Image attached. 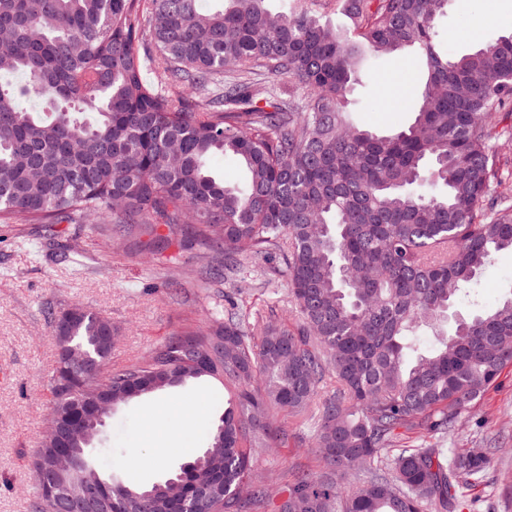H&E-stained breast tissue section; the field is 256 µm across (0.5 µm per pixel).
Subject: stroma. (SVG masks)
<instances>
[{"instance_id":"1","label":"stroma","mask_w":512,"mask_h":512,"mask_svg":"<svg viewBox=\"0 0 512 512\" xmlns=\"http://www.w3.org/2000/svg\"><path fill=\"white\" fill-rule=\"evenodd\" d=\"M443 48L455 57L512 33V0H448L438 21ZM421 91L417 59L386 55L366 61L350 95L359 126L387 133L408 125ZM207 251L199 244L176 262L149 255L134 234L101 224L0 223V512H32L37 492L31 462L47 428L56 349L47 311L82 305L112 323V366L141 361L168 337L207 330L215 305L232 308L259 332L266 317L295 327L300 315L288 299L277 263H249L235 280L204 282ZM512 296V251L495 253L473 285L469 300L489 307ZM233 398L224 383L203 378L118 407L106 419L91 458L104 476L149 486L165 480L206 446V436ZM285 444L255 457V472L271 494L295 472L321 473L314 446L313 410L278 413ZM443 450L493 449L492 463L465 490L463 512H512V364L483 396L462 412L452 433L431 438Z\"/></svg>"}]
</instances>
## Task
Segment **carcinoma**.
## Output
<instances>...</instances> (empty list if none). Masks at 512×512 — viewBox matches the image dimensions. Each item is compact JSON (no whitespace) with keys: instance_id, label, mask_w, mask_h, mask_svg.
<instances>
[{"instance_id":"1","label":"carcinoma","mask_w":512,"mask_h":512,"mask_svg":"<svg viewBox=\"0 0 512 512\" xmlns=\"http://www.w3.org/2000/svg\"><path fill=\"white\" fill-rule=\"evenodd\" d=\"M0 0V217L30 224H122L141 247L204 244L206 274L281 257L297 331L269 323L256 343L215 310L203 336L175 335L141 362L112 368V322L86 308L65 331L88 380L106 373L128 401L220 375L235 388L200 454L149 487L141 512H263L254 457L285 443L272 412H299L324 388L315 447L326 470L298 474L281 512H443L490 466L403 448L344 494L339 478L404 432L448 433L512 362V298L439 328L491 259L512 250V33L456 57L435 21L448 0ZM151 13L150 48L142 17ZM338 10L349 26L322 21ZM415 51L425 81L413 120L378 135L349 119L361 65ZM215 87L194 105L174 85ZM37 104L22 109L19 101ZM231 155L241 187L210 172Z\"/></svg>"}]
</instances>
